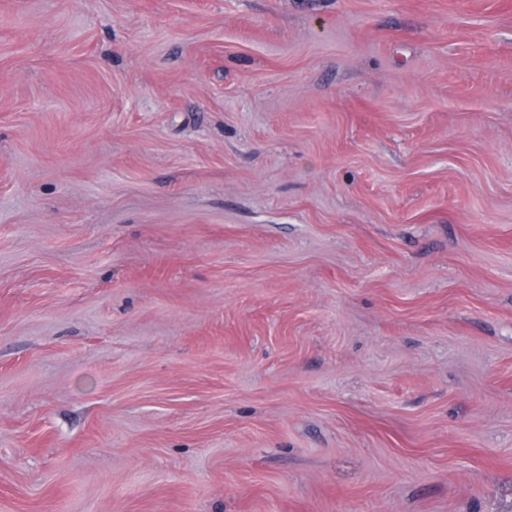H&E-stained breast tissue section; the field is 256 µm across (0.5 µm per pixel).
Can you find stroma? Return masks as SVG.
<instances>
[{"mask_svg": "<svg viewBox=\"0 0 512 512\" xmlns=\"http://www.w3.org/2000/svg\"><path fill=\"white\" fill-rule=\"evenodd\" d=\"M0 512H512V0H0Z\"/></svg>", "mask_w": 512, "mask_h": 512, "instance_id": "1", "label": "stroma"}]
</instances>
